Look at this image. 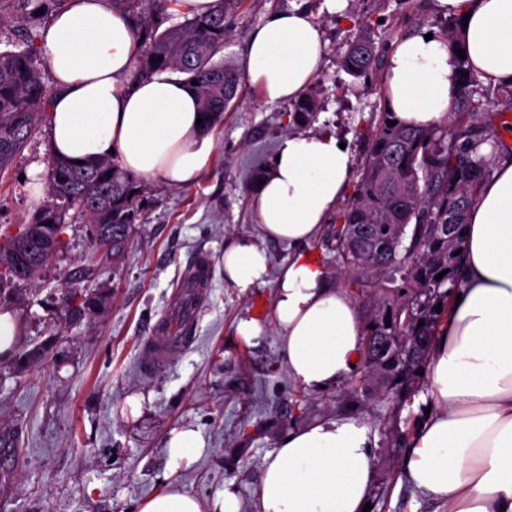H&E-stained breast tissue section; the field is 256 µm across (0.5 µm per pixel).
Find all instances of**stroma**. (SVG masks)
Returning <instances> with one entry per match:
<instances>
[{"instance_id":"1","label":"stroma","mask_w":512,"mask_h":512,"mask_svg":"<svg viewBox=\"0 0 512 512\" xmlns=\"http://www.w3.org/2000/svg\"><path fill=\"white\" fill-rule=\"evenodd\" d=\"M298 5L315 15L326 41L312 82L322 110L308 128L336 135L361 157L383 90L342 66L357 34L349 15L367 21L389 48L423 28L443 31L447 17L437 0H339L332 12L324 0H241L227 17L221 59L240 68L248 35L270 12ZM62 8L50 0L42 14L36 0H21L0 14V48H21L22 29L42 30ZM291 109V101H266L240 81L236 104L209 132L211 166L187 185L144 182L142 220L120 255L95 253L87 218L73 209L47 279L0 283V303L23 326L13 359L0 362V449L8 459L0 470V512H139L141 500L166 483L208 504L228 481L238 489L240 512H256L255 489L276 440L335 414L361 417L376 445L371 512H427L392 481L433 402L427 381L398 410L364 382L360 364L339 385L306 391L288 374L272 319L276 275L291 248L267 242L268 274L248 294L224 281L225 239L261 235L254 186L277 143L296 131ZM49 145L45 123L0 175V243L45 205L31 186L47 184ZM200 265L207 281L188 346L143 374L142 340L170 313L185 273ZM75 290L102 297L97 318L72 317L65 298ZM242 319L261 328L252 342L235 333ZM36 347L45 356L29 362L25 354ZM188 427L200 432L203 452L171 460L172 431Z\"/></svg>"}]
</instances>
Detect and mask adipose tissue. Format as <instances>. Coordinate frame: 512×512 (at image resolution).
<instances>
[{
    "instance_id": "ef3b65f1",
    "label": "adipose tissue",
    "mask_w": 512,
    "mask_h": 512,
    "mask_svg": "<svg viewBox=\"0 0 512 512\" xmlns=\"http://www.w3.org/2000/svg\"><path fill=\"white\" fill-rule=\"evenodd\" d=\"M464 16L463 45L486 82L512 83V0H438ZM57 85L51 148L72 162L116 157L147 180L193 182L211 146L199 101L177 74L128 85L137 50L132 24L107 0H70L41 31ZM325 53L305 9L271 12L251 34L245 77L269 100L301 97ZM459 80L445 36L416 34L389 53L382 88L403 122L445 121ZM256 187L261 238L224 243V280L239 292L262 282L265 241L294 246L277 278L273 321L289 375L311 392L342 382L356 363L363 326L356 303L306 249L347 189L354 161L336 137L293 133ZM460 301L451 303L427 368L437 412L410 441L399 483L430 512H512V156H502L467 214ZM369 429L355 416H327L288 431L266 458L258 512H363L375 484ZM139 512H240L234 487L212 505L169 485Z\"/></svg>"
}]
</instances>
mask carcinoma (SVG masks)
Returning <instances> with one entry per match:
<instances>
[{"label":"carcinoma","instance_id":"1","mask_svg":"<svg viewBox=\"0 0 512 512\" xmlns=\"http://www.w3.org/2000/svg\"><path fill=\"white\" fill-rule=\"evenodd\" d=\"M239 2L215 0L209 14L172 24V0H149L147 8L144 0H110L112 8L133 24L138 48L132 80L164 72L185 75L199 99L206 129L219 124L237 96L238 78L227 64L213 58L224 48L228 8ZM36 38L30 31L24 34L25 48L0 50V175L40 123L49 119L55 97L42 81L46 61ZM342 64L349 75L366 79L382 66L383 53L371 35L361 34ZM458 65L455 108L443 124L408 126L387 111L388 104L381 105L375 132L357 163L354 195L329 226L348 283L372 302L361 358L371 360L382 391L397 405L422 379L418 371L426 370L439 324L461 287L458 269L466 214L481 184L494 173L495 133L466 89L480 87L512 104V85L484 86L463 59ZM317 111L312 91L292 102L296 123L309 122ZM46 163L49 200L29 225L36 234L28 240L30 263L15 275L0 273V282H32L45 274L50 258L64 244L65 217L72 209L89 217L94 247L114 255L125 248L131 226L140 220L141 184L115 160L76 165L50 150ZM443 270L442 279L435 278ZM397 273L402 286L390 294L383 283ZM70 300L75 302V316L98 314L95 298L79 292Z\"/></svg>","mask_w":512,"mask_h":512}]
</instances>
